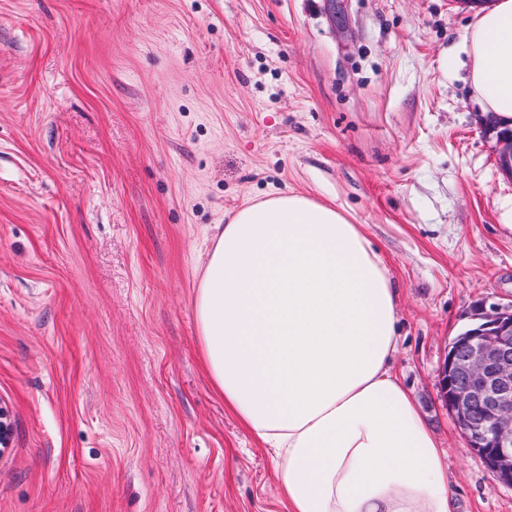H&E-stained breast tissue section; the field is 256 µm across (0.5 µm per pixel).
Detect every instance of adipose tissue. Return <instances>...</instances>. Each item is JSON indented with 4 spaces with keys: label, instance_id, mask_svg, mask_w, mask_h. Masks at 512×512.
I'll use <instances>...</instances> for the list:
<instances>
[{
    "label": "adipose tissue",
    "instance_id": "adipose-tissue-1",
    "mask_svg": "<svg viewBox=\"0 0 512 512\" xmlns=\"http://www.w3.org/2000/svg\"><path fill=\"white\" fill-rule=\"evenodd\" d=\"M482 111L512 118V0L465 37ZM397 291L360 225L278 193L219 227L195 316L224 405L272 453L286 512H456L448 463L393 367Z\"/></svg>",
    "mask_w": 512,
    "mask_h": 512
}]
</instances>
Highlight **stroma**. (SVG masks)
Segmentation results:
<instances>
[{
	"mask_svg": "<svg viewBox=\"0 0 512 512\" xmlns=\"http://www.w3.org/2000/svg\"><path fill=\"white\" fill-rule=\"evenodd\" d=\"M449 0H0V512H285L202 360L217 225L293 191L361 225L460 512H512L439 397L512 304V180ZM455 72H448V58Z\"/></svg>",
	"mask_w": 512,
	"mask_h": 512,
	"instance_id": "1",
	"label": "stroma"
}]
</instances>
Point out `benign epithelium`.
I'll return each mask as SVG.
<instances>
[{
	"mask_svg": "<svg viewBox=\"0 0 512 512\" xmlns=\"http://www.w3.org/2000/svg\"><path fill=\"white\" fill-rule=\"evenodd\" d=\"M494 139L497 166L512 178V127L487 112L478 116ZM439 395L495 480L512 487V306H477L467 333L452 339Z\"/></svg>",
	"mask_w": 512,
	"mask_h": 512,
	"instance_id": "1",
	"label": "benign epithelium"
}]
</instances>
